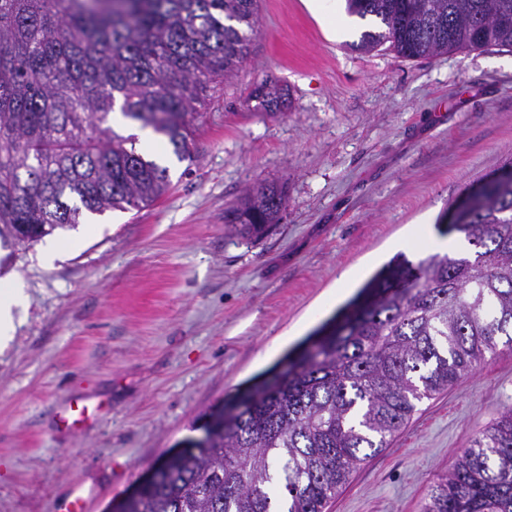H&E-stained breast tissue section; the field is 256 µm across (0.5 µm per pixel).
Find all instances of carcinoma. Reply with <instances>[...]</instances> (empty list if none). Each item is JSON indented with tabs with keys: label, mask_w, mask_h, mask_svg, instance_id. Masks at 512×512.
<instances>
[{
	"label": "carcinoma",
	"mask_w": 512,
	"mask_h": 512,
	"mask_svg": "<svg viewBox=\"0 0 512 512\" xmlns=\"http://www.w3.org/2000/svg\"><path fill=\"white\" fill-rule=\"evenodd\" d=\"M406 58L512 48V0H346ZM259 0H0V243L32 244L82 211L149 205L168 168L102 127L123 115L189 156L196 104L249 57ZM285 89L260 86L273 114ZM283 183L248 189L224 210L236 237L279 223ZM473 254L384 265L288 366L224 405L205 443L164 460L119 512H325L352 473L407 424L415 403L512 348V157L458 222ZM422 512H512V409L430 486Z\"/></svg>",
	"instance_id": "cac0c4a2"
}]
</instances>
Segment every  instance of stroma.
I'll list each match as a JSON object with an SVG mask.
<instances>
[{
    "label": "stroma",
    "mask_w": 512,
    "mask_h": 512,
    "mask_svg": "<svg viewBox=\"0 0 512 512\" xmlns=\"http://www.w3.org/2000/svg\"><path fill=\"white\" fill-rule=\"evenodd\" d=\"M330 40L303 0H260L248 61L198 104L190 158L156 202L56 230L79 238L54 266L41 243L0 247V282L27 292L0 351V512H57L77 485L88 512L119 504L212 412L331 319L396 254L469 245L445 226L470 186L512 157V50L409 59ZM265 81L287 86L256 110ZM279 182V224L246 243L224 210ZM101 405L79 431L58 408ZM512 407V348L418 402L328 512H421L437 474ZM286 92L278 85L260 86L254 90L256 108L264 110L267 114H274L285 102Z\"/></svg>",
    "instance_id": "35a3bbf8"
}]
</instances>
